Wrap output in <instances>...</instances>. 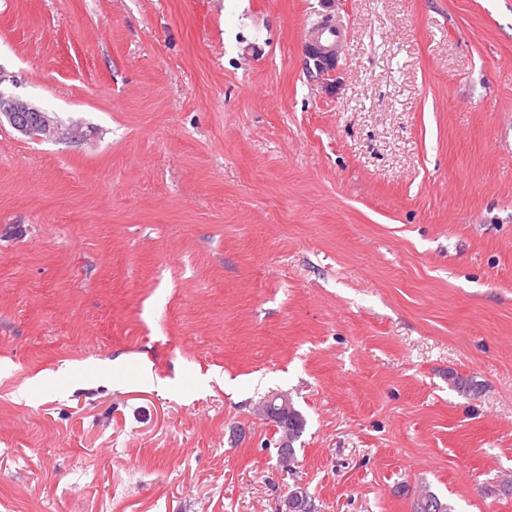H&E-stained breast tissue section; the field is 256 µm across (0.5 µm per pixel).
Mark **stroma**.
Masks as SVG:
<instances>
[{
  "label": "stroma",
  "instance_id": "1",
  "mask_svg": "<svg viewBox=\"0 0 512 512\" xmlns=\"http://www.w3.org/2000/svg\"><path fill=\"white\" fill-rule=\"evenodd\" d=\"M0 84V512H512V0H0ZM337 48V43L326 47L311 37L305 45V53L310 60L314 61V65L320 73H328L337 66ZM35 138H75L77 132L63 131L54 119L38 106L17 95H7L0 89V122ZM269 399L270 411L278 414V416L282 420L286 419L288 417V406L291 405V400L288 398V396L284 394H276L275 396ZM276 400H279V404L277 406L274 405V402ZM293 409L295 412L288 418V421L282 422V420L278 419L275 416H272L270 418V421L274 424L276 428H278V432H280L281 429L286 428V425H288V432L281 438V441L277 443V448H280L278 449V456L279 461L281 463H287L288 461L291 460L292 456L288 454V450L290 449L292 451V449H294V451L296 452L294 443L297 442L299 438L302 436L306 426V421L302 413L299 412L294 407V405ZM288 435L291 436L293 439L292 448H288Z\"/></svg>",
  "mask_w": 512,
  "mask_h": 512
}]
</instances>
